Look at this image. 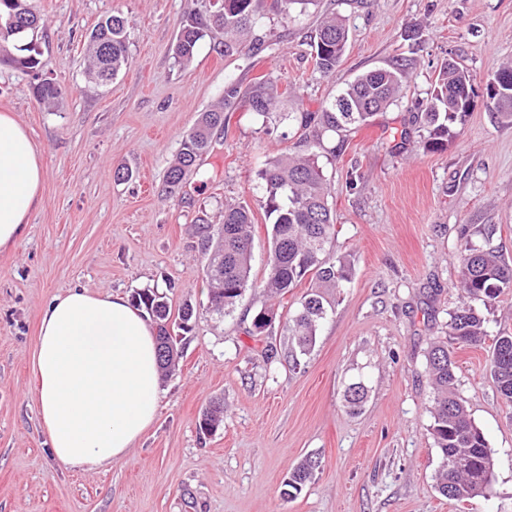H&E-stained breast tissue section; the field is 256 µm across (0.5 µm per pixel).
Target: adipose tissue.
Segmentation results:
<instances>
[{"instance_id":"adipose-tissue-1","label":"adipose tissue","mask_w":512,"mask_h":512,"mask_svg":"<svg viewBox=\"0 0 512 512\" xmlns=\"http://www.w3.org/2000/svg\"><path fill=\"white\" fill-rule=\"evenodd\" d=\"M42 178L28 132L0 113V248L24 237ZM31 369L42 429L65 467L121 457L155 420V330L122 296L77 287L54 297L42 313Z\"/></svg>"}]
</instances>
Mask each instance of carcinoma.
I'll return each mask as SVG.
<instances>
[{"mask_svg":"<svg viewBox=\"0 0 512 512\" xmlns=\"http://www.w3.org/2000/svg\"><path fill=\"white\" fill-rule=\"evenodd\" d=\"M257 2L219 0L204 11L189 13L181 22L173 47L175 59L182 66L190 65L200 40L213 31H221L224 56L250 60L251 49L244 36L258 22ZM40 24L41 16L33 0H0V44L18 43V54H10L0 61L32 76L35 98L51 108L58 104L62 90L40 79L45 69L36 43ZM348 40L346 19L336 14L323 16L311 43L314 69L323 75L332 73ZM86 54L88 82L96 87L109 84L127 68L125 17L112 14L99 21L87 37ZM496 75L508 79V84L500 86L493 101L502 118L512 122V65H502ZM407 80V73L399 67L369 70L348 83L322 116L303 112L300 123L308 126L319 120L329 131L350 124L362 125L374 113L397 102ZM473 97L470 71L455 60L444 63L423 112L429 145L439 147L453 136L452 125L471 110ZM237 101L247 103L253 112L266 118L277 106V83L268 77L245 89L235 81L224 85L222 100L200 113L193 127L182 135L176 158L165 173L169 193H177L189 175L199 173V161L213 149L214 131L224 127V110ZM260 178L265 189L264 207L273 217L268 272L260 287L269 297L282 298L304 280L314 281L297 313L285 322L296 348L304 355L315 344L333 290L348 280L346 263L326 258V246L336 232L328 187L319 165V154L311 147L273 159L260 172ZM251 224L247 206L229 205L224 207V223L195 225L209 302L218 314L233 310L245 291L254 287ZM458 277L468 298L492 301L512 288V265L490 248L468 244L459 257ZM133 304L145 307L156 322L170 320L167 296L154 289L135 293ZM269 310L267 306L254 315L250 335L260 336L272 328L265 317ZM487 336L485 318L464 304L450 314L445 338L432 342L426 357L435 393L431 430L442 456L437 487L442 496L459 502L485 494L492 480L494 460L482 431L455 394L453 346L476 345ZM490 368L500 394L512 403V333L494 336ZM223 421V404L213 402L203 412L199 430H215ZM317 467L318 462L310 458L297 465L289 474L283 496L289 498L300 492Z\"/></svg>","mask_w":512,"mask_h":512,"instance_id":"obj_1","label":"carcinoma"}]
</instances>
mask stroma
Here are the masks:
<instances>
[{"label": "stroma", "instance_id": "obj_1", "mask_svg": "<svg viewBox=\"0 0 512 512\" xmlns=\"http://www.w3.org/2000/svg\"><path fill=\"white\" fill-rule=\"evenodd\" d=\"M36 3L37 44L64 94L47 110L31 76L0 66V113L28 130L44 171L26 236L0 249V512H512V403L490 374L488 346L455 351L456 395L494 451L489 489L467 502L436 488L441 457L426 366L450 313L468 301L457 286L465 245L512 263V123L484 91L488 75L512 61V0H316L304 13L257 23L255 36L277 50L247 64L220 54L222 35H209L186 67L173 58L179 25L209 0ZM117 13L128 20L130 64L96 88L84 41ZM333 13L350 35L335 71L323 75L308 42ZM449 59L473 74L475 95L447 147L433 151L416 104ZM399 62L408 72L402 98L367 124L336 132L301 125V113H322L359 74ZM260 76L276 80L285 108L265 119L236 103L200 161L207 179L189 176L167 194L183 133L222 99L225 82ZM312 144L335 214L327 252L350 276L306 355L295 356L284 320L307 284L282 299L266 339L277 350L270 363L266 341L247 334L268 301L258 287L271 224L259 172ZM121 167L131 179L116 180ZM231 203L252 211L255 286L220 317L209 309L193 226L221 223ZM77 286L127 298L154 288L172 312L194 307L183 354L161 380L155 421L123 457L86 470L52 458L30 365L44 308ZM471 304L489 333L512 330V290ZM355 382L367 398L352 413L345 394ZM216 398L224 423L206 436L199 420ZM308 457L319 463L313 479L283 498L291 470Z\"/></svg>", "mask_w": 512, "mask_h": 512}]
</instances>
